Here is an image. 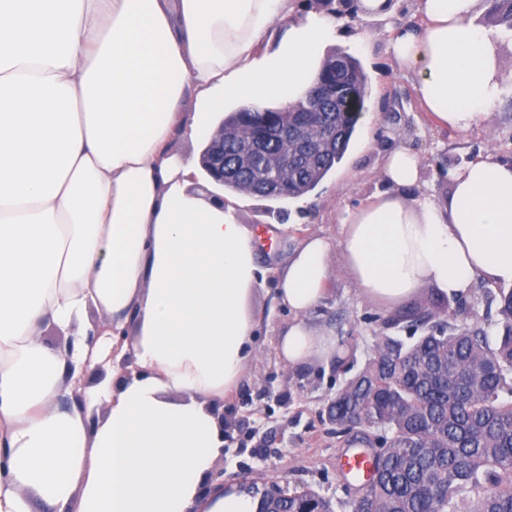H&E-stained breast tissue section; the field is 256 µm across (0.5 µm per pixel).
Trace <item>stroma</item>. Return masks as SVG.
Listing matches in <instances>:
<instances>
[{"label":"stroma","instance_id":"obj_1","mask_svg":"<svg viewBox=\"0 0 512 512\" xmlns=\"http://www.w3.org/2000/svg\"><path fill=\"white\" fill-rule=\"evenodd\" d=\"M416 19L415 0H399L390 20L362 13L343 21L335 47L360 61L369 79L366 107L372 120L357 125L341 162L312 191L288 201L243 203L241 223L270 233L257 248L261 267L285 259L310 234L337 237L345 210L385 190L382 167L394 149L419 157L416 190L437 199L448 191L449 172L480 155L512 161L511 90L504 91L487 121L467 130L440 127L423 112L414 76L403 72L387 51L390 27ZM497 292L480 278L464 298L439 294L424 283L403 306L409 309L429 298L454 308L463 304L472 310V323L493 336L499 319ZM251 306L258 318L254 356L239 386L218 403L224 412V457L219 462L224 478L256 488L275 481L292 491L310 489L329 498L334 512H350L355 484L343 476L338 462L352 436L330 422L329 402L363 370L379 337L392 333L406 341L414 331L388 330L389 310L364 295L337 258L324 300L306 319L337 336L344 351L341 361L300 367L281 361L276 340L292 316L277 300L274 280H266Z\"/></svg>","mask_w":512,"mask_h":512}]
</instances>
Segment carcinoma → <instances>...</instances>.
Here are the masks:
<instances>
[{"label": "carcinoma", "instance_id": "1", "mask_svg": "<svg viewBox=\"0 0 512 512\" xmlns=\"http://www.w3.org/2000/svg\"><path fill=\"white\" fill-rule=\"evenodd\" d=\"M487 20L512 31V0H488ZM319 80L330 89L309 136L332 148L294 168L288 187L269 191V153L250 161L244 174H224V188L241 191L243 177L273 200L313 190L340 163L369 95L367 75L353 56L338 51L323 62ZM311 107L310 97L281 108H241L224 118L237 140L226 144L228 166L254 131L293 124L295 112ZM500 329L494 339L468 323L470 312L441 306L397 312L387 320L423 332L410 344L389 336L375 356L331 401L330 421L367 432L389 428L390 448L375 451L374 474L359 487L352 512H512V288L498 291ZM280 512H334L318 493L288 491Z\"/></svg>", "mask_w": 512, "mask_h": 512}]
</instances>
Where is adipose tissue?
I'll return each instance as SVG.
<instances>
[{
    "label": "adipose tissue",
    "mask_w": 512,
    "mask_h": 512,
    "mask_svg": "<svg viewBox=\"0 0 512 512\" xmlns=\"http://www.w3.org/2000/svg\"><path fill=\"white\" fill-rule=\"evenodd\" d=\"M486 0H417L424 24L389 47L425 111L465 130L488 119L512 74ZM288 27L277 44L276 21ZM334 14L293 17L291 0H0V512H258L253 490L208 475L223 453L215 400L242 379L261 286L240 200L195 191L174 137L209 138L225 105L305 97ZM406 150L384 161L389 190L311 235L273 271L293 318L288 366L331 359L336 336L304 316L333 253L384 307L422 283L467 295L476 277L512 286V162L488 154L449 172L447 196L406 198ZM104 311L130 372L87 390L97 421L61 407L67 363H84L89 308ZM71 333L65 356L35 331Z\"/></svg>",
    "instance_id": "1"
}]
</instances>
